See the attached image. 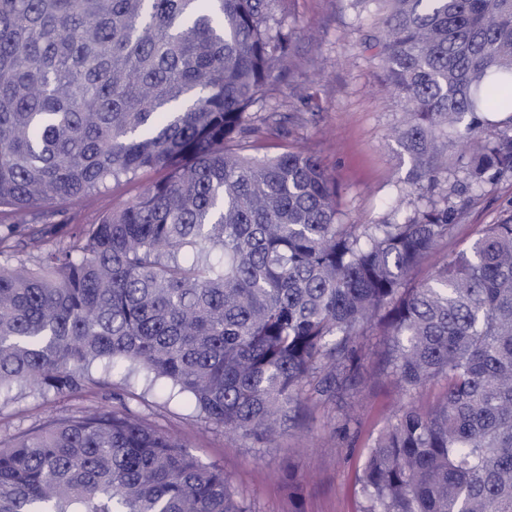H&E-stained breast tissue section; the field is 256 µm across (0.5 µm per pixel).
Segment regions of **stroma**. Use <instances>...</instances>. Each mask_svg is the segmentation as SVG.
Returning <instances> with one entry per match:
<instances>
[{
	"mask_svg": "<svg viewBox=\"0 0 512 512\" xmlns=\"http://www.w3.org/2000/svg\"><path fill=\"white\" fill-rule=\"evenodd\" d=\"M272 14L290 37V51L284 77L253 111L273 116L282 134L256 140L254 155H273L286 146L311 153L336 182L340 223L395 221L391 200L404 185L410 160L392 137L401 104L382 89V58L367 41L376 17L357 14L351 0H274ZM156 178L147 172L68 205L61 237L132 202ZM414 195L424 204L450 201L461 213L448 237L414 268V283L467 247L485 225L512 215V176L470 187L454 153L438 185ZM358 348L360 382L331 398L301 397L293 420L271 443L240 438L200 419L181 397L150 387L143 374L100 367L93 382L74 394L25 386L0 394V441L85 409L129 410L146 426L174 435L201 463L223 467L251 512H365L359 477L368 449L402 406L436 403L443 384L432 381L405 394L387 373L388 343L379 330L361 336Z\"/></svg>",
	"mask_w": 512,
	"mask_h": 512,
	"instance_id": "stroma-1",
	"label": "stroma"
}]
</instances>
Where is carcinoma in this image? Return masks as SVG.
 Masks as SVG:
<instances>
[{
  "instance_id": "carcinoma-1",
  "label": "carcinoma",
  "mask_w": 512,
  "mask_h": 512,
  "mask_svg": "<svg viewBox=\"0 0 512 512\" xmlns=\"http://www.w3.org/2000/svg\"><path fill=\"white\" fill-rule=\"evenodd\" d=\"M403 107L407 184L458 153L512 175V0H352ZM286 37L270 0H0V393L57 394L141 369L197 416L272 440L299 393L361 377L376 324L405 394L363 468L365 512H512V218L427 280L454 206L400 189L392 224L337 223L319 158L245 152ZM489 126L503 128L481 140ZM163 173L53 250L57 206ZM37 249V259L21 257ZM0 512H248L224 470L130 412L81 411L0 443Z\"/></svg>"
}]
</instances>
